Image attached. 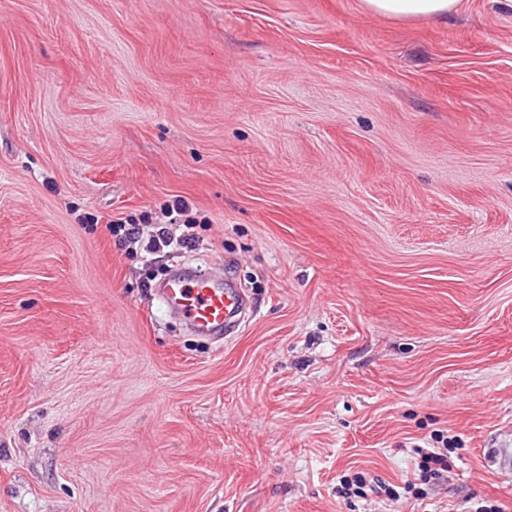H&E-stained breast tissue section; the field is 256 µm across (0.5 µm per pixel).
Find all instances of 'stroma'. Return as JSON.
<instances>
[{"label":"stroma","instance_id":"35a3bbf8","mask_svg":"<svg viewBox=\"0 0 512 512\" xmlns=\"http://www.w3.org/2000/svg\"><path fill=\"white\" fill-rule=\"evenodd\" d=\"M186 202L190 249L109 224ZM97 216L94 224L86 216ZM244 289L190 335L172 265ZM458 440L426 498L412 448ZM512 0H0V512L512 501ZM460 0H363L366 11L398 20L443 18L457 10ZM484 462L492 473L512 474V448H489L485 453ZM344 485L346 495L361 496L365 495L366 488L377 495H384L388 499L396 500L400 498V492L395 489L393 485L387 484L385 481H381L378 478L372 477L370 480L367 479L364 472H356L351 477H345Z\"/></svg>","mask_w":512,"mask_h":512}]
</instances>
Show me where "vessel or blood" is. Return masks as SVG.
Instances as JSON below:
<instances>
[{
  "instance_id": "obj_1",
  "label": "vessel or blood",
  "mask_w": 512,
  "mask_h": 512,
  "mask_svg": "<svg viewBox=\"0 0 512 512\" xmlns=\"http://www.w3.org/2000/svg\"><path fill=\"white\" fill-rule=\"evenodd\" d=\"M158 292L200 336L224 335L245 306L244 295L231 282L201 269L178 268ZM484 462L490 472L512 474V448L487 449Z\"/></svg>"
}]
</instances>
